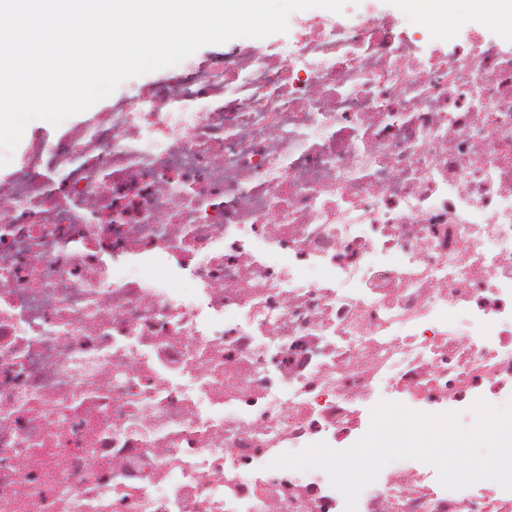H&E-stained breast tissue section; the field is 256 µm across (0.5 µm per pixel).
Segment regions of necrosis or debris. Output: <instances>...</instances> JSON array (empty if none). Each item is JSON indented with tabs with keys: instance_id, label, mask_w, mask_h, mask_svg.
Returning <instances> with one entry per match:
<instances>
[{
	"instance_id": "4bbe7bcc",
	"label": "necrosis or debris",
	"mask_w": 512,
	"mask_h": 512,
	"mask_svg": "<svg viewBox=\"0 0 512 512\" xmlns=\"http://www.w3.org/2000/svg\"><path fill=\"white\" fill-rule=\"evenodd\" d=\"M485 23L446 53L317 23L32 143L0 182V512H344L269 462L386 386L421 412L512 389V50ZM357 512L512 492L415 460Z\"/></svg>"
}]
</instances>
